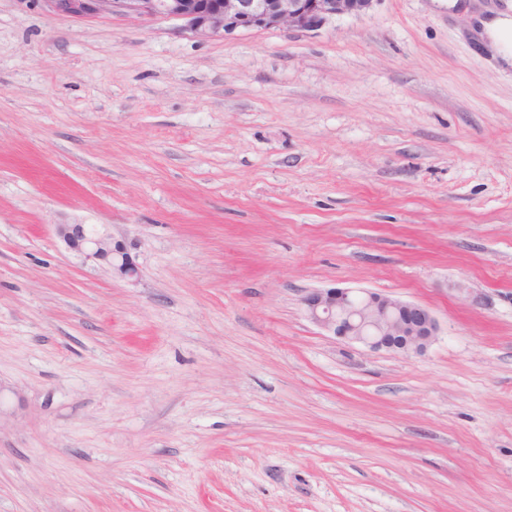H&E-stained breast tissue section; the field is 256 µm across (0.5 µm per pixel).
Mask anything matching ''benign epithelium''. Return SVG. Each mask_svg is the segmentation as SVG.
<instances>
[{"label": "benign epithelium", "instance_id": "obj_1", "mask_svg": "<svg viewBox=\"0 0 512 512\" xmlns=\"http://www.w3.org/2000/svg\"><path fill=\"white\" fill-rule=\"evenodd\" d=\"M55 14L84 18L120 14L165 18L201 39L227 38L240 31L283 28L316 31L341 15H358L373 0H40ZM57 234L73 251L123 276L137 269L122 244L101 228L58 224ZM306 316L329 335L361 343L373 351L420 355L433 343L438 324L416 303L379 292L345 288L311 291L302 298Z\"/></svg>", "mask_w": 512, "mask_h": 512}]
</instances>
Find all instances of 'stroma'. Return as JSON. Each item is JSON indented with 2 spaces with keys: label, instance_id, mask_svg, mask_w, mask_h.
Instances as JSON below:
<instances>
[{
  "label": "stroma",
  "instance_id": "35a3bbf8",
  "mask_svg": "<svg viewBox=\"0 0 512 512\" xmlns=\"http://www.w3.org/2000/svg\"><path fill=\"white\" fill-rule=\"evenodd\" d=\"M466 3L202 40L0 0V512H512V66L471 20L512 0ZM332 287L438 336H329ZM89 228L88 224L56 225L57 234L71 250L99 261L112 272L129 278L137 275V269L121 243L114 242L112 235L104 229L94 227L90 231ZM117 257L120 258L118 263ZM302 304L306 316L329 336L373 351L420 355L438 333L427 308L379 292L324 288L307 293Z\"/></svg>",
  "mask_w": 512,
  "mask_h": 512
}]
</instances>
